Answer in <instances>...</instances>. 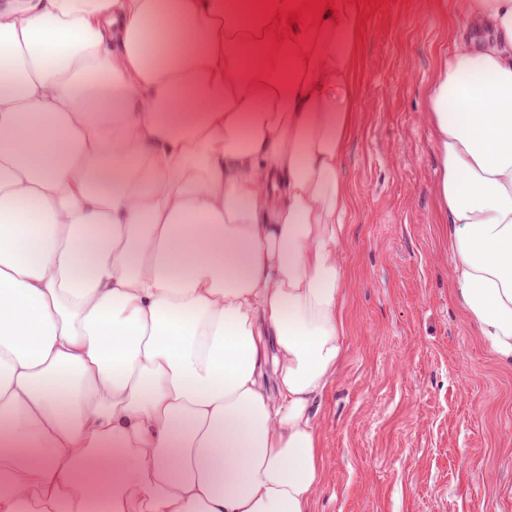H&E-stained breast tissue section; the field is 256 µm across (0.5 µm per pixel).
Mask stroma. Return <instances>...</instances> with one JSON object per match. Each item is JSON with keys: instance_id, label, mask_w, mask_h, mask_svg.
<instances>
[{"instance_id": "obj_1", "label": "stroma", "mask_w": 512, "mask_h": 512, "mask_svg": "<svg viewBox=\"0 0 512 512\" xmlns=\"http://www.w3.org/2000/svg\"><path fill=\"white\" fill-rule=\"evenodd\" d=\"M454 0L367 9L345 177L343 359L317 416L313 512H512V368L454 300L427 87Z\"/></svg>"}]
</instances>
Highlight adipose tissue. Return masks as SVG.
<instances>
[{
	"label": "adipose tissue",
	"instance_id": "1",
	"mask_svg": "<svg viewBox=\"0 0 512 512\" xmlns=\"http://www.w3.org/2000/svg\"><path fill=\"white\" fill-rule=\"evenodd\" d=\"M357 2L0 0V512H313ZM455 6L434 195L512 366V0Z\"/></svg>",
	"mask_w": 512,
	"mask_h": 512
}]
</instances>
